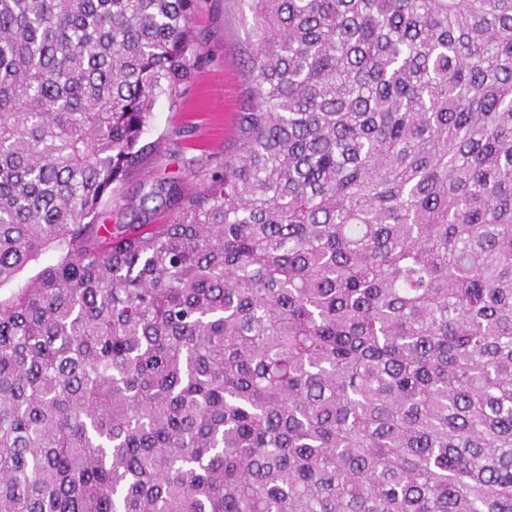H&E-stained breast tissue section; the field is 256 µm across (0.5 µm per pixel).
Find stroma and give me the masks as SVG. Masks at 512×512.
<instances>
[{
  "label": "stroma",
  "instance_id": "35a3bbf8",
  "mask_svg": "<svg viewBox=\"0 0 512 512\" xmlns=\"http://www.w3.org/2000/svg\"><path fill=\"white\" fill-rule=\"evenodd\" d=\"M193 28L203 63L177 98L158 99L144 139L160 141L161 148L147 156L144 175L130 177L102 203L100 221L113 233L135 223L127 202L141 197L145 179L175 178L190 193L199 183L189 177V170L215 168L240 150V116L252 104L253 4L196 0Z\"/></svg>",
  "mask_w": 512,
  "mask_h": 512
}]
</instances>
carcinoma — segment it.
Masks as SVG:
<instances>
[{"instance_id": "cac0c4a2", "label": "carcinoma", "mask_w": 512, "mask_h": 512, "mask_svg": "<svg viewBox=\"0 0 512 512\" xmlns=\"http://www.w3.org/2000/svg\"><path fill=\"white\" fill-rule=\"evenodd\" d=\"M194 9L0 0V512H512V0H254L240 152L114 236Z\"/></svg>"}]
</instances>
